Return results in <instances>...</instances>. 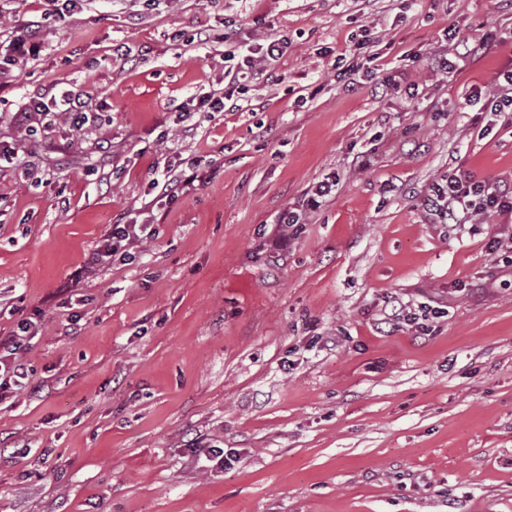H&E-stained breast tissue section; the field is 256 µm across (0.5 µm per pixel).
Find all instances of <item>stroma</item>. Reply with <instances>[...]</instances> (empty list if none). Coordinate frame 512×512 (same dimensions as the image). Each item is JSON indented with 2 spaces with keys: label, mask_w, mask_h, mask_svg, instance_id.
I'll return each instance as SVG.
<instances>
[{
  "label": "stroma",
  "mask_w": 512,
  "mask_h": 512,
  "mask_svg": "<svg viewBox=\"0 0 512 512\" xmlns=\"http://www.w3.org/2000/svg\"><path fill=\"white\" fill-rule=\"evenodd\" d=\"M0 0L43 18L0 113L75 84L98 121L0 122V336L28 320L29 385L0 400V512H512V217L454 228L423 200L459 170L512 186V125L465 108L512 69L506 0ZM477 45L445 73L448 27ZM284 35L238 112L181 119L224 53ZM362 63L354 80L334 63ZM397 87L381 92L379 83ZM109 149H101V141ZM216 157L174 203L156 168ZM369 159L360 167L357 156ZM335 176L287 249L268 234ZM158 236L86 272L112 219ZM447 316L391 327L393 299ZM223 450V464L204 447Z\"/></svg>",
  "instance_id": "stroma-1"
}]
</instances>
